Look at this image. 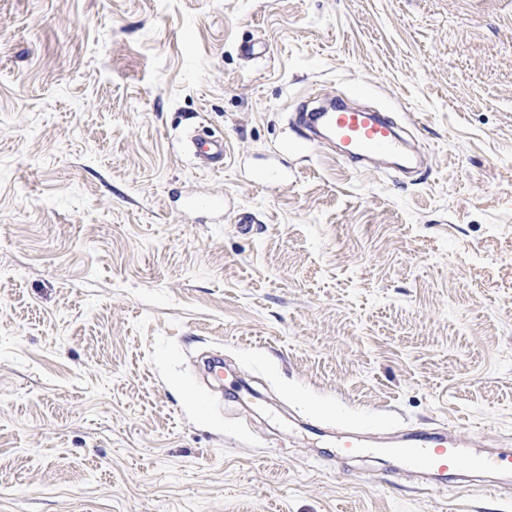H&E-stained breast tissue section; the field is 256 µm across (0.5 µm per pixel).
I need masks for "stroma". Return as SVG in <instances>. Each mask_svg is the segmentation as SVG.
<instances>
[{
	"label": "stroma",
	"mask_w": 512,
	"mask_h": 512,
	"mask_svg": "<svg viewBox=\"0 0 512 512\" xmlns=\"http://www.w3.org/2000/svg\"><path fill=\"white\" fill-rule=\"evenodd\" d=\"M350 94L416 180L305 140ZM347 424L512 451V0H0V512H512ZM191 151L200 167L207 170L224 167V140L218 137H195L191 141Z\"/></svg>",
	"instance_id": "1"
}]
</instances>
